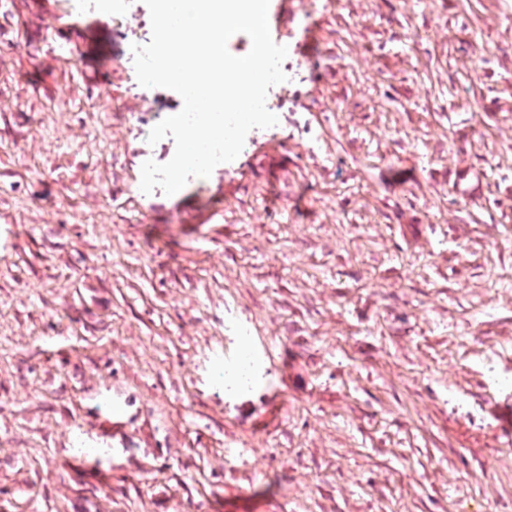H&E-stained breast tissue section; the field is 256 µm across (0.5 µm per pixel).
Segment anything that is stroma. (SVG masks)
Returning <instances> with one entry per match:
<instances>
[{
  "label": "stroma",
  "mask_w": 512,
  "mask_h": 512,
  "mask_svg": "<svg viewBox=\"0 0 512 512\" xmlns=\"http://www.w3.org/2000/svg\"><path fill=\"white\" fill-rule=\"evenodd\" d=\"M115 2L0 0V512H512V0H270L172 196Z\"/></svg>",
  "instance_id": "stroma-1"
}]
</instances>
